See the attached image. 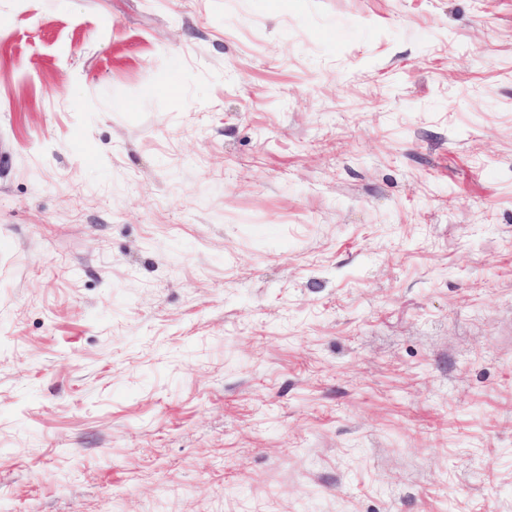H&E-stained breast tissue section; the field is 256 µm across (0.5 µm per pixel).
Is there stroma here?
<instances>
[{
  "mask_svg": "<svg viewBox=\"0 0 512 512\" xmlns=\"http://www.w3.org/2000/svg\"><path fill=\"white\" fill-rule=\"evenodd\" d=\"M0 512H512V0H0Z\"/></svg>",
  "mask_w": 512,
  "mask_h": 512,
  "instance_id": "stroma-1",
  "label": "stroma"
}]
</instances>
